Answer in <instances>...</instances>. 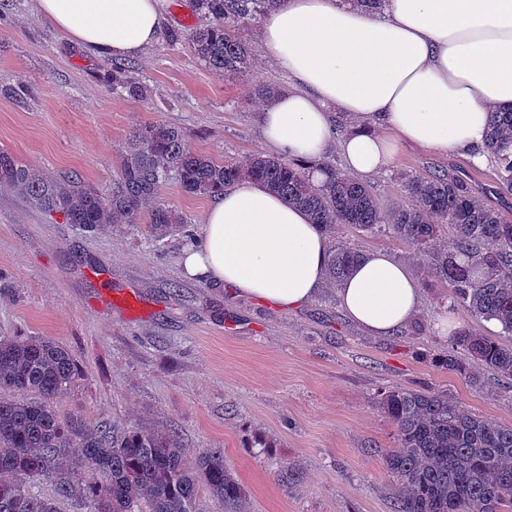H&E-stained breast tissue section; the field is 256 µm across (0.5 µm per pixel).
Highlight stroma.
I'll return each mask as SVG.
<instances>
[{
    "instance_id": "obj_1",
    "label": "stroma",
    "mask_w": 512,
    "mask_h": 512,
    "mask_svg": "<svg viewBox=\"0 0 512 512\" xmlns=\"http://www.w3.org/2000/svg\"><path fill=\"white\" fill-rule=\"evenodd\" d=\"M205 22L194 0H170L157 42L130 61L147 89L133 99L112 92L106 60L69 43L34 0H0V151L101 191L129 132L149 121L180 126L192 149L217 161L264 153L256 86L283 92L288 77L265 60L256 25L245 35L255 77L218 76L188 39ZM448 167L496 187L493 164L411 145L369 183L388 206L400 197V174ZM162 194L189 233L201 234L209 197L186 195L173 180ZM185 236L157 241L59 224L0 188V330L50 338L77 358L83 375L56 401L59 416L163 423L189 451L223 449L250 512H392L377 451L394 447L395 429L373 403L379 390H445L477 415L512 424V390L492 372L468 362L481 380L475 387L438 362L450 346L432 328L448 313L446 284L424 291L417 321L425 334L410 326L371 336L346 319L335 289L286 311L182 273ZM345 238L362 252L388 250L426 281V257L404 242L356 231ZM284 464L300 480L282 481Z\"/></svg>"
}]
</instances>
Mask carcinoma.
Listing matches in <instances>:
<instances>
[{
    "instance_id": "1",
    "label": "carcinoma",
    "mask_w": 512,
    "mask_h": 512,
    "mask_svg": "<svg viewBox=\"0 0 512 512\" xmlns=\"http://www.w3.org/2000/svg\"><path fill=\"white\" fill-rule=\"evenodd\" d=\"M281 0H195L212 23L189 33L195 54L216 74L252 72L243 34ZM112 90L142 98L145 88L128 66H110ZM487 149L497 165L499 194H512V106L491 112ZM331 171L313 186L305 168L275 155L255 154L245 163L218 162L191 149L184 131L164 121L141 124L129 134L120 168L105 192L78 178H57L0 152V187L63 223L90 231L126 230L149 221L155 240L179 232L182 217L161 197L176 179L191 196H212L249 178L305 210L332 236L327 277L337 286L362 254L347 245L355 230L384 233L425 254L430 275L448 285V303L476 320L493 321L500 334L463 328L440 359L468 381L463 357L494 372L512 389V221L486 202L487 189L453 169L400 176V201L379 203L365 183L323 162ZM453 250L434 247L443 227ZM81 368L70 350L40 336L0 335V512H205L206 495L218 512H246L247 491L224 449L186 452L175 432L157 426L107 428L80 414L61 419L54 401L71 390ZM13 397L4 398L2 394ZM375 405L395 428V447L382 449L392 477V512H504L512 506V427L473 413L446 391L392 388ZM49 484L56 496L35 489Z\"/></svg>"
}]
</instances>
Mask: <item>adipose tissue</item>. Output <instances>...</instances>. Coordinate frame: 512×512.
Masks as SVG:
<instances>
[{
	"label": "adipose tissue",
	"mask_w": 512,
	"mask_h": 512,
	"mask_svg": "<svg viewBox=\"0 0 512 512\" xmlns=\"http://www.w3.org/2000/svg\"><path fill=\"white\" fill-rule=\"evenodd\" d=\"M69 42L101 59L139 56L168 20L169 0H35ZM266 58L292 82L264 104L272 154L305 162L321 184L323 157L345 171L388 172L400 145L488 161L493 110L512 105V0H282L262 21ZM344 119L348 131L335 133ZM330 238L308 214L245 180L215 195L203 232L182 250L189 276L283 310L325 285ZM423 288L382 249L365 252L337 290L346 317L389 336L416 317Z\"/></svg>",
	"instance_id": "adipose-tissue-1"
}]
</instances>
